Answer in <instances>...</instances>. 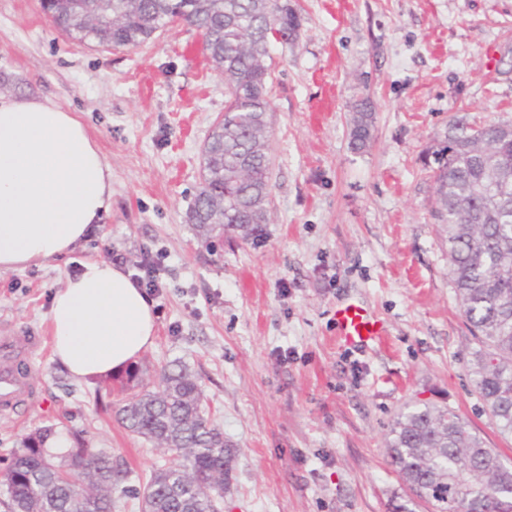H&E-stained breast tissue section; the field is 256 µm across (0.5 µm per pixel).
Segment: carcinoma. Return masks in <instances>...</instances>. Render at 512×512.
<instances>
[{
	"label": "carcinoma",
	"instance_id": "cac0c4a2",
	"mask_svg": "<svg viewBox=\"0 0 512 512\" xmlns=\"http://www.w3.org/2000/svg\"><path fill=\"white\" fill-rule=\"evenodd\" d=\"M42 8L63 33L99 46L136 47L177 16L201 31L203 53L224 76L225 107L209 138L206 185L189 221L206 239L212 225L202 219L213 213L227 229L260 236L270 196L269 47L294 43L299 31L288 0H42ZM374 116L369 98L354 105L353 149L369 146ZM489 158L512 171L511 124L448 122V145L434 171L435 216L446 229L453 288L480 344L470 362L475 390L501 433L512 434V203L477 190L488 181ZM146 373L137 363L125 371L122 388L130 394L116 414L173 463L127 493L141 500L142 512H221L231 457L224 432L203 412L199 378L171 364L159 371L161 389L151 391ZM84 434L69 431L58 454L49 450L51 426L21 440L0 477L7 512H112L120 471ZM390 434L392 465L436 512H512V467L453 410L416 407L397 417Z\"/></svg>",
	"mask_w": 512,
	"mask_h": 512
}]
</instances>
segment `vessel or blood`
Segmentation results:
<instances>
[{"instance_id": "b4317fda", "label": "vessel or blood", "mask_w": 512, "mask_h": 512, "mask_svg": "<svg viewBox=\"0 0 512 512\" xmlns=\"http://www.w3.org/2000/svg\"><path fill=\"white\" fill-rule=\"evenodd\" d=\"M338 334L348 343L366 345L382 340L385 328L380 320L356 301L349 300L335 311ZM38 341H31L28 350H21L10 336L0 337V413L13 414L37 391L30 375L24 374L20 364L27 351L39 349Z\"/></svg>"}]
</instances>
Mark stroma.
Here are the masks:
<instances>
[{"instance_id": "stroma-1", "label": "stroma", "mask_w": 512, "mask_h": 512, "mask_svg": "<svg viewBox=\"0 0 512 512\" xmlns=\"http://www.w3.org/2000/svg\"><path fill=\"white\" fill-rule=\"evenodd\" d=\"M301 26L273 45L267 205L261 237L205 243L187 220L224 80L198 31L171 24L136 47L81 43L40 0H0L8 95L76 113L112 169V206L68 256L0 273V336L42 345L36 397L0 415V459L34 428L86 430L135 486L167 463L116 420L109 379L81 381L52 357L48 312L81 261L112 246L126 273L165 272L155 369L185 362L231 452L224 512H434L390 463L394 420L428 403L470 420L512 466L468 372L477 343L455 295L433 216L429 167L456 117L512 123V0H291ZM370 96L374 138L350 145L352 104ZM357 299L384 325L366 347L337 337Z\"/></svg>"}]
</instances>
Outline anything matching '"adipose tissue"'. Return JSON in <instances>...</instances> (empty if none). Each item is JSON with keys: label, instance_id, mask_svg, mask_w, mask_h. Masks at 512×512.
I'll use <instances>...</instances> for the list:
<instances>
[{"label": "adipose tissue", "instance_id": "ef3b65f1", "mask_svg": "<svg viewBox=\"0 0 512 512\" xmlns=\"http://www.w3.org/2000/svg\"><path fill=\"white\" fill-rule=\"evenodd\" d=\"M112 204V169L76 113L0 95V272L70 254ZM156 304L128 273L82 262L49 310L53 358L77 379L119 375L155 343Z\"/></svg>", "mask_w": 512, "mask_h": 512}]
</instances>
